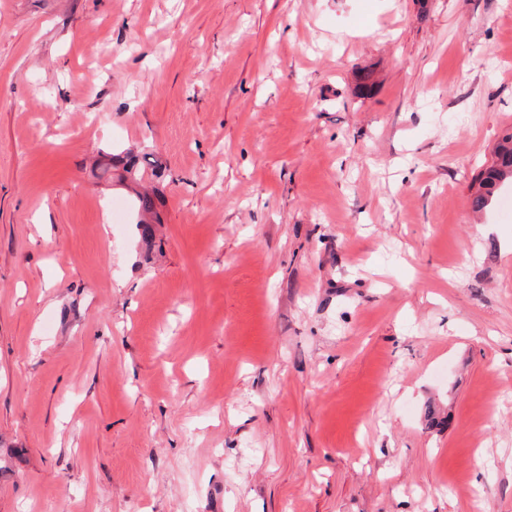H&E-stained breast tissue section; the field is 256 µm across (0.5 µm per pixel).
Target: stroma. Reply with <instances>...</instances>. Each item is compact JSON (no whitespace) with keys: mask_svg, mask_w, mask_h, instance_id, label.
Here are the masks:
<instances>
[{"mask_svg":"<svg viewBox=\"0 0 512 512\" xmlns=\"http://www.w3.org/2000/svg\"><path fill=\"white\" fill-rule=\"evenodd\" d=\"M510 126L512 0H0V512H512ZM495 160L473 176L470 207L473 212L485 211L495 199L497 191L506 181H512V127L505 129L495 150ZM104 159L103 163H98L99 169V177L104 178H112V171L122 169V172L119 174V178L121 180H131V181H140V174L143 176L146 172V165L151 168V173H157L162 169L163 164L159 157H157L153 153H145L141 158L140 156H135L133 158L120 157L119 155H114L110 152L101 153V156ZM146 163V164H145ZM137 198V206H138V214L146 217L148 216L150 221L147 223L144 219H140L137 224H142L143 233L146 237L152 236V227L150 224H154L153 221L160 224L159 219L157 218L156 212V198L150 195L148 192L139 193L136 196Z\"/></svg>","mask_w":512,"mask_h":512,"instance_id":"35a3bbf8","label":"stroma"}]
</instances>
